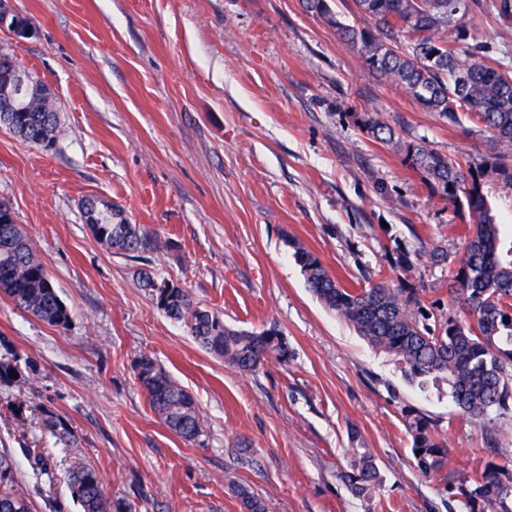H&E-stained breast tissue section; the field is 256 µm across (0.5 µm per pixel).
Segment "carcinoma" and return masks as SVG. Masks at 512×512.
Returning <instances> with one entry per match:
<instances>
[{
	"label": "carcinoma",
	"instance_id": "1",
	"mask_svg": "<svg viewBox=\"0 0 512 512\" xmlns=\"http://www.w3.org/2000/svg\"><path fill=\"white\" fill-rule=\"evenodd\" d=\"M304 10L336 29L355 48L363 64L394 84L426 112L459 123V101L489 134L493 153L450 159L423 142H406L372 117H362L372 138L404 153V162L446 200L465 222L463 251L452 256L436 245L410 250L395 244L394 267L409 271L425 253L432 265L447 273L448 295L462 315H447L438 302L426 304L423 289L398 281H370L362 288H344L318 257L296 240L287 244L301 267L307 287L329 310L352 325L373 347L395 357L405 377L448 396L461 416L492 446L499 445L496 419L512 416V240L504 239L489 202V190L512 192V71L477 48L461 44L448 28L468 12V0H351L355 14L374 21V28L347 24L331 0H302ZM403 32L406 39L396 40ZM22 67L0 46V87H20L17 94L0 93V125L38 146L54 147L59 125L56 98L45 85L18 79ZM94 237L108 246L134 253L147 238L123 212L95 197L82 204ZM140 284L156 306L186 327L212 355L241 372H254L273 357H288V342L276 326L260 332L233 329L222 315L201 308L183 288L159 281L149 271ZM0 293L14 305L59 328L70 311L60 298L28 238L12 221L0 223ZM138 380L155 415L174 433L194 442L206 433L192 396L147 355L135 361ZM412 455L420 474L456 490L467 512H512V468L488 461L483 469L451 483L445 436L424 413L407 408L403 414ZM45 427L67 445L74 439L69 426L50 415ZM15 463L0 452V512H33L31 502L5 487L14 482ZM344 478L352 492L372 499L381 484L374 456L367 448L352 449ZM69 488L81 512H129L123 502L108 503L99 472L86 463L73 466Z\"/></svg>",
	"mask_w": 512,
	"mask_h": 512
}]
</instances>
